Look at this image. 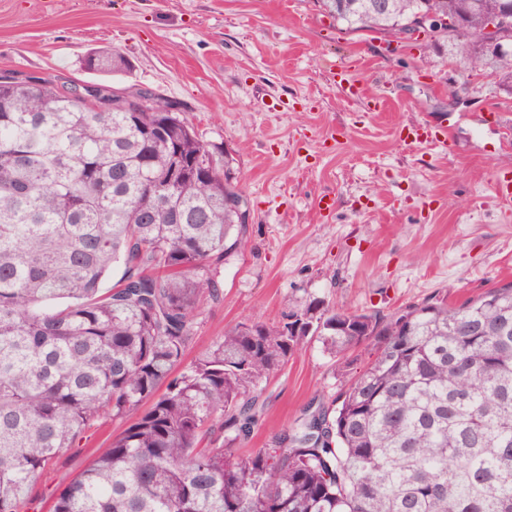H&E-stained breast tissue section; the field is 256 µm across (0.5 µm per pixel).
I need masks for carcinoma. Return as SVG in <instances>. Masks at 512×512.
<instances>
[{
	"mask_svg": "<svg viewBox=\"0 0 512 512\" xmlns=\"http://www.w3.org/2000/svg\"><path fill=\"white\" fill-rule=\"evenodd\" d=\"M316 2L347 32L463 17L450 41L512 82V56L479 47L506 0ZM89 55L91 72L131 68ZM131 88L127 110L92 112L55 81L0 83V512H27L44 471L105 415L128 425L51 512H512V283L390 316L312 297L225 330L175 372L250 211L180 104ZM176 151L190 170L171 186ZM313 337L347 367L365 342L369 359L335 407L310 404L238 453L264 385Z\"/></svg>",
	"mask_w": 512,
	"mask_h": 512,
	"instance_id": "cac0c4a2",
	"label": "carcinoma"
}]
</instances>
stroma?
Wrapping results in <instances>:
<instances>
[{"label": "stroma", "instance_id": "1", "mask_svg": "<svg viewBox=\"0 0 512 512\" xmlns=\"http://www.w3.org/2000/svg\"><path fill=\"white\" fill-rule=\"evenodd\" d=\"M109 48L129 71L87 72ZM0 72L138 84L181 104L249 202V244L217 268L220 301L197 311L194 362L245 321L319 297L390 315L429 298L460 305L512 281V87L471 71L447 41L429 49L339 32L314 0H0ZM382 97V111L366 99ZM428 125L449 145L411 142ZM334 200L319 212L321 196ZM342 364L319 342L268 380L241 452L331 405ZM124 427L104 421L32 491L49 512Z\"/></svg>", "mask_w": 512, "mask_h": 512}]
</instances>
